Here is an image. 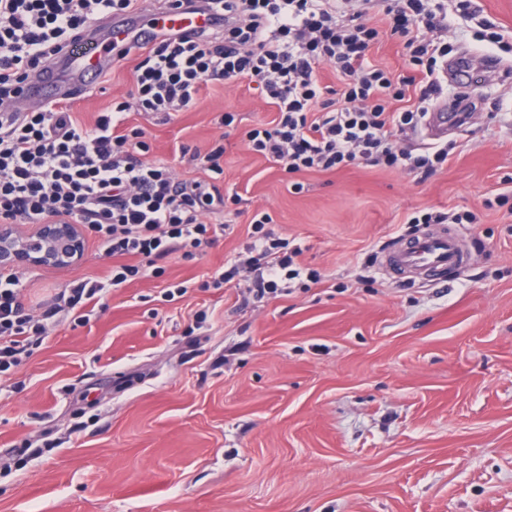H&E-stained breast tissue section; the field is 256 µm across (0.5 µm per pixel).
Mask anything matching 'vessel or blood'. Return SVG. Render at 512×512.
<instances>
[{
	"label": "vessel or blood",
	"mask_w": 512,
	"mask_h": 512,
	"mask_svg": "<svg viewBox=\"0 0 512 512\" xmlns=\"http://www.w3.org/2000/svg\"><path fill=\"white\" fill-rule=\"evenodd\" d=\"M214 24L210 14L183 9L165 13L159 19L146 9L134 17L110 19L103 27H92L82 48L30 76L21 85L18 98L24 106L63 100L69 89L95 87L101 75L119 62L118 48L150 44L163 32L199 31ZM460 122V113L439 106L428 115L427 135L432 140L446 138L449 129L458 127ZM393 257L400 269L415 278L455 270L464 260L457 239L445 231L429 232L400 242Z\"/></svg>",
	"instance_id": "b4317fda"
}]
</instances>
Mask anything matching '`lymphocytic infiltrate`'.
Masks as SVG:
<instances>
[{
  "label": "lymphocytic infiltrate",
  "instance_id": "lymphocytic-infiltrate-1",
  "mask_svg": "<svg viewBox=\"0 0 512 512\" xmlns=\"http://www.w3.org/2000/svg\"><path fill=\"white\" fill-rule=\"evenodd\" d=\"M210 13L217 27L167 33L137 50L133 89L86 128L62 103L10 111L19 85L71 53L92 24L139 10L141 0H0V221L40 224L55 218L88 225L119 265L59 295L68 315L83 321L86 304L142 277L157 261L183 252L202 255L224 235L230 201L221 189L223 145L192 153L206 177L179 179L170 162L149 159L144 128L130 111L170 119L195 104L202 88L245 80L276 108L271 122L245 134L247 147L291 173L367 163L426 180L447 163L450 145L415 153L399 148L441 92L434 74L446 47L431 39L445 13L434 0H381L391 35L404 41L419 82L372 64L378 26L349 0H176ZM333 66L339 86L321 84L319 65ZM269 214L252 218L267 276L259 291L277 288L292 264L266 231ZM138 256L142 265L127 264ZM23 305L19 279L0 277V373L20 365L30 334L44 333Z\"/></svg>",
  "mask_w": 512,
  "mask_h": 512
}]
</instances>
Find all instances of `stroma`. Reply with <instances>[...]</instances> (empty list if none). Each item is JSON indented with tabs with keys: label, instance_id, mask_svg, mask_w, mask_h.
<instances>
[{
	"label": "stroma",
	"instance_id": "stroma-1",
	"mask_svg": "<svg viewBox=\"0 0 512 512\" xmlns=\"http://www.w3.org/2000/svg\"><path fill=\"white\" fill-rule=\"evenodd\" d=\"M476 5L499 42L453 20L447 40L512 64V0ZM134 66L74 102L84 123L128 95ZM473 94L455 153L423 183L365 164L288 174L244 142L274 107L243 82L207 87L165 123L130 113L150 158L182 179L205 173L176 160L179 145L225 141L224 189L239 200L205 257L169 256L85 324L56 313L55 294L110 273L95 237L72 265L16 270L46 331L0 375V512H512V211L494 204L512 195V85ZM431 208L479 214L448 227L464 264L394 277L386 256L426 232L411 218ZM257 211L301 248L299 277L264 296ZM181 281L187 293L165 301Z\"/></svg>",
	"mask_w": 512,
	"mask_h": 512
}]
</instances>
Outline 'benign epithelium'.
Here are the masks:
<instances>
[{
  "mask_svg": "<svg viewBox=\"0 0 512 512\" xmlns=\"http://www.w3.org/2000/svg\"><path fill=\"white\" fill-rule=\"evenodd\" d=\"M86 226L48 219L24 235L0 224V272L23 267H65L84 254Z\"/></svg>",
  "mask_w": 512,
  "mask_h": 512,
  "instance_id": "obj_1",
  "label": "benign epithelium"
}]
</instances>
